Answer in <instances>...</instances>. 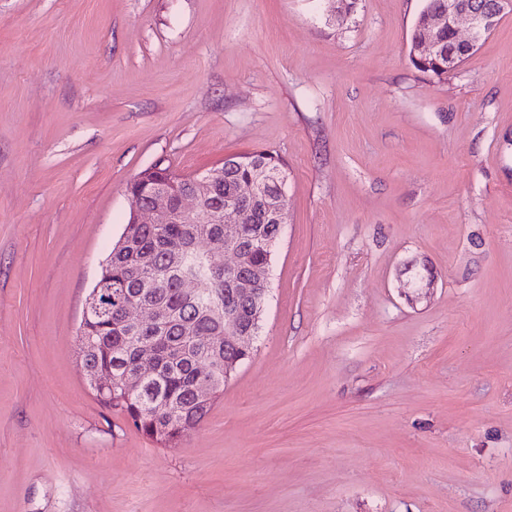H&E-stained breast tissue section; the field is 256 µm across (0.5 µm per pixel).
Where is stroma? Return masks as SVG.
<instances>
[{"label": "stroma", "mask_w": 512, "mask_h": 512, "mask_svg": "<svg viewBox=\"0 0 512 512\" xmlns=\"http://www.w3.org/2000/svg\"><path fill=\"white\" fill-rule=\"evenodd\" d=\"M347 3L0 0V512H512V14L436 78L425 0ZM260 150L261 330L166 448L96 399L85 300L136 174Z\"/></svg>", "instance_id": "1"}]
</instances>
